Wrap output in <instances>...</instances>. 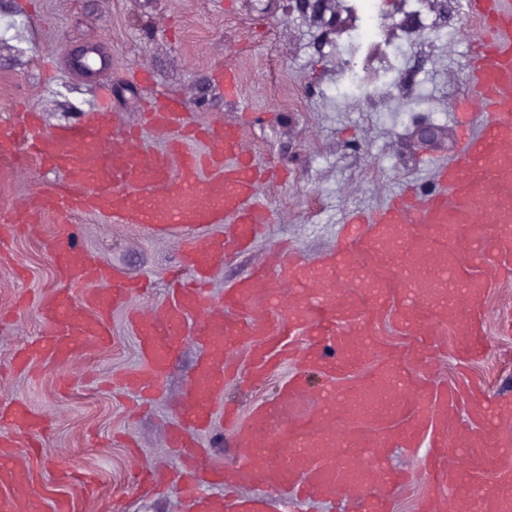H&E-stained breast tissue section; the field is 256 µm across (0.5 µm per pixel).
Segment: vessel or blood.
Masks as SVG:
<instances>
[{
  "label": "vessel or blood",
  "mask_w": 512,
  "mask_h": 512,
  "mask_svg": "<svg viewBox=\"0 0 512 512\" xmlns=\"http://www.w3.org/2000/svg\"><path fill=\"white\" fill-rule=\"evenodd\" d=\"M463 9L474 26L466 89L452 110L459 117L477 111L482 119L476 132L459 140L453 158L437 165L433 190L412 185L373 212H350L320 267L306 266L287 247L271 248L217 304L207 295L210 278L250 250L272 223L260 188L283 173L245 151L244 122L202 124L181 100L158 94L134 129L122 127L101 104L78 125L48 129L38 113L26 110L0 130L1 161L19 170L33 159L57 176L0 215V241L21 227L36 231L46 215L71 211L169 232L178 245L180 264L169 275L166 299L131 316L141 366L122 374L120 383L143 393L185 339L200 347L182 395L183 415L170 435L182 470L141 466L137 452L129 451L135 490L179 479L212 482L218 492L188 494L185 512H264L260 499L239 492L251 482L287 489L301 503L333 504L353 493L358 512H393L396 492L410 481L408 473L381 465L396 444L424 452L431 487L416 512H512V436L502 437L501 415L482 407L473 428L457 426L475 387L402 376L388 368L384 346L360 345L372 322L389 312L413 336L406 352L418 364L449 347L468 364L485 350L481 297L512 281V0H463ZM150 132L168 133L166 147L150 146ZM204 224L224 230L197 236ZM49 248L64 285L41 297L44 332L16 351L14 362L22 369L38 357L67 365L109 346L113 310L145 286L93 260L73 236L57 237ZM75 284L83 286L82 296H74ZM447 322L459 326L450 346L439 333ZM356 353L373 363L365 379L331 409H311L309 374L335 387L343 381L345 359ZM285 366L290 372L275 399L245 417L229 409L217 414L224 385L239 370L260 382ZM405 384L416 391L408 403L399 397ZM219 416L247 448L243 461L214 462L198 446L197 433ZM0 423L6 427L0 434V512H38L41 501L49 512H84L95 491L91 476L63 473L35 498L37 451L13 455L32 429L46 428L45 418L12 402L0 407ZM362 455L376 468L360 467ZM487 467L505 492L483 509L462 506L459 481L481 482Z\"/></svg>",
  "instance_id": "b4317fda"
}]
</instances>
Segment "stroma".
Returning <instances> with one entry per match:
<instances>
[{"label":"stroma","mask_w":512,"mask_h":512,"mask_svg":"<svg viewBox=\"0 0 512 512\" xmlns=\"http://www.w3.org/2000/svg\"><path fill=\"white\" fill-rule=\"evenodd\" d=\"M388 9L386 0H375L379 50L371 58L366 47L286 13L283 0H0V129L19 102L40 110L45 127L81 123L102 94L122 124L132 126L158 89L182 96L202 122L251 114L249 147L258 161L285 166L288 178L262 186L275 220L253 252L217 271L210 287L216 300L275 244L293 245L305 261L321 260L351 210L374 211L409 183L429 186L432 160L453 155L448 112L465 90L470 28L462 2L425 0L410 41L388 38ZM92 41L107 47L111 65L88 80L72 73L66 59ZM228 63L242 81L235 103L225 101L216 81ZM141 66L150 68L152 82L133 79ZM53 179L34 162L18 174L0 173V211ZM65 233L96 261L149 279L150 291L113 311L107 349L66 366L37 362L30 372H8L15 349L41 333L40 298L62 283L43 241ZM178 260L169 237L96 215L48 216L41 238L15 237L0 258V310L18 311L15 321L0 323V402L21 400L51 419L50 432L39 437L43 481L62 468L92 475L112 512H181L173 488L149 498L135 494L119 437L137 440L144 463H175L166 430L198 345H182L141 410L115 384L140 361L130 311L164 300L165 275ZM483 304L490 315L487 352L471 362L470 373L485 382V401L512 407V363L501 357L512 350V334L497 327L499 317L512 314V284L490 289ZM284 376L280 369L255 387L229 383L224 399L248 414L275 397ZM388 463L412 475L393 512H415L429 488L421 453L394 446Z\"/></svg>","instance_id":"1"}]
</instances>
